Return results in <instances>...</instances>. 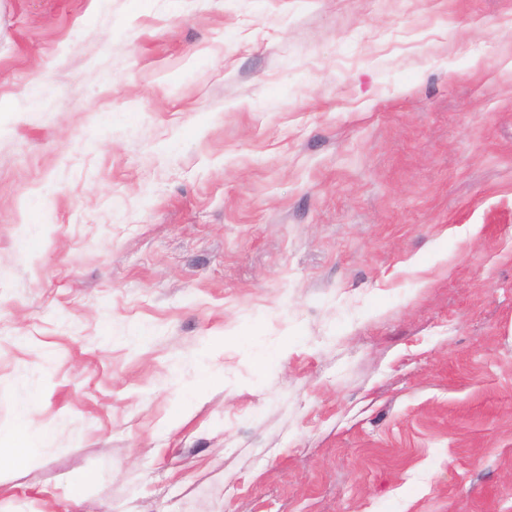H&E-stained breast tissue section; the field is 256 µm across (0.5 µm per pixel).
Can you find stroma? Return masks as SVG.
Segmentation results:
<instances>
[{"label": "stroma", "mask_w": 512, "mask_h": 512, "mask_svg": "<svg viewBox=\"0 0 512 512\" xmlns=\"http://www.w3.org/2000/svg\"><path fill=\"white\" fill-rule=\"evenodd\" d=\"M2 96L0 512H512V0H0ZM13 440L15 452L9 457L8 464L11 467H24L33 464L36 461L34 448L36 443L31 440L26 433V425L20 423L10 434Z\"/></svg>", "instance_id": "stroma-1"}]
</instances>
